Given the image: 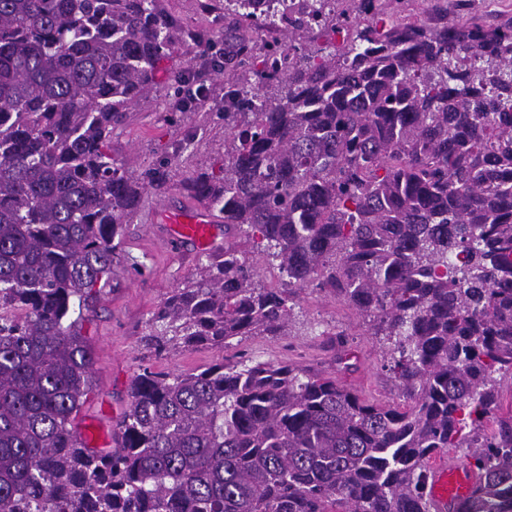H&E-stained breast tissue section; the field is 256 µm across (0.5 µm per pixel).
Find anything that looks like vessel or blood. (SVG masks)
I'll list each match as a JSON object with an SVG mask.
<instances>
[{"instance_id":"obj_1","label":"vessel or blood","mask_w":512,"mask_h":512,"mask_svg":"<svg viewBox=\"0 0 512 512\" xmlns=\"http://www.w3.org/2000/svg\"><path fill=\"white\" fill-rule=\"evenodd\" d=\"M161 218L163 223L169 224L175 241L189 243L200 250L218 245L217 221L204 208L166 209ZM430 470L432 479L426 491L437 512H462L480 485L476 473L461 458L454 456L438 458Z\"/></svg>"}]
</instances>
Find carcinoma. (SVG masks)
<instances>
[{
	"mask_svg": "<svg viewBox=\"0 0 512 512\" xmlns=\"http://www.w3.org/2000/svg\"><path fill=\"white\" fill-rule=\"evenodd\" d=\"M224 0L222 58L160 0H0V512H435L428 461L463 450V512H512V17L472 0ZM268 30L264 42L236 34ZM190 44L224 78V153L178 181L235 244L152 313L157 355L276 335L314 284L372 318L406 401L367 403L334 377L218 360L142 369L118 447L88 448L83 322L123 227L172 157L136 173L112 132Z\"/></svg>",
	"mask_w": 512,
	"mask_h": 512,
	"instance_id": "carcinoma-1",
	"label": "carcinoma"
}]
</instances>
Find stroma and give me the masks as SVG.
I'll list each match as a JSON object with an SVG mask.
<instances>
[{"instance_id": "35a3bbf8", "label": "stroma", "mask_w": 512, "mask_h": 512, "mask_svg": "<svg viewBox=\"0 0 512 512\" xmlns=\"http://www.w3.org/2000/svg\"><path fill=\"white\" fill-rule=\"evenodd\" d=\"M224 0H162L166 11L184 29L207 34L224 32ZM215 98L198 106L180 121L166 117L170 99L165 88L154 89L133 107L126 124L112 135V156L134 170H142L167 156L172 145L191 137L187 168L213 160L222 150L223 130L214 123L217 95L224 84L210 81ZM193 199L172 187L144 194L131 224L124 227V244L112 282L106 288L87 337L94 349L92 389L77 416L78 423L99 422L113 430L130 402L129 387L142 368L179 374L203 369L216 360L235 363L253 359L293 364L319 375L333 376L358 395L385 404L402 403L398 381L384 370L388 344L373 335L369 319L329 294L307 287L295 301L289 325L278 336H240L224 348L200 346L159 356L142 339L156 307L177 288L185 287L206 259L191 245L173 247L159 212L193 206Z\"/></svg>"}]
</instances>
